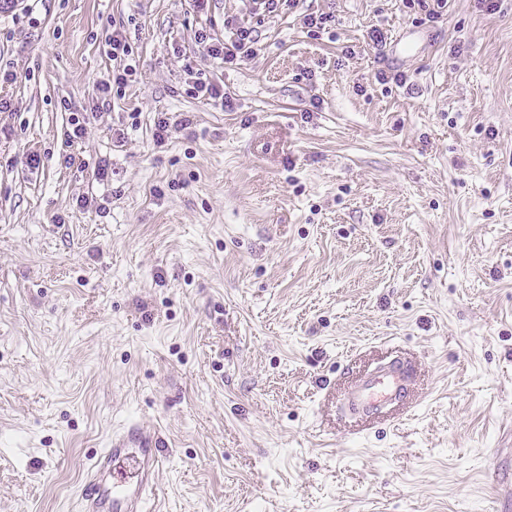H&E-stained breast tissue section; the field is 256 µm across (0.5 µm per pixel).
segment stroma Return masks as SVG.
<instances>
[{
    "instance_id": "stroma-1",
    "label": "stroma",
    "mask_w": 512,
    "mask_h": 512,
    "mask_svg": "<svg viewBox=\"0 0 512 512\" xmlns=\"http://www.w3.org/2000/svg\"><path fill=\"white\" fill-rule=\"evenodd\" d=\"M240 26L231 65L197 40ZM0 60V512H79L132 422L168 444L147 512H512V0H0ZM395 357L410 397L346 413ZM253 31L246 27L236 30L233 39L230 41H214L206 32L199 33V42L208 46L209 53L217 59L224 60V63H232L238 56H252L255 54V45L258 41L252 35ZM133 70L131 65H123L121 68V64L117 69L112 70V74L108 75L107 78L102 79L98 85L97 90L100 94V103L102 108L105 105H109V101L111 98L112 90L116 86V92H118V89H121L124 87V85L127 83V76H131ZM189 94L191 96H197L196 98H203L207 101L219 102L224 109L232 110V102L226 93H224V86L215 82H196L192 88H190Z\"/></svg>"
}]
</instances>
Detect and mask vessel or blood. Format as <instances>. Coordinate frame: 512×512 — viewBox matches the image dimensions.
Wrapping results in <instances>:
<instances>
[{
	"instance_id": "b4317fda",
	"label": "vessel or blood",
	"mask_w": 512,
	"mask_h": 512,
	"mask_svg": "<svg viewBox=\"0 0 512 512\" xmlns=\"http://www.w3.org/2000/svg\"><path fill=\"white\" fill-rule=\"evenodd\" d=\"M414 376L412 366L394 359L377 367L344 395L347 409L376 416L404 399ZM157 430L140 423L113 433L97 454L80 490L81 512H145L164 461Z\"/></svg>"
}]
</instances>
